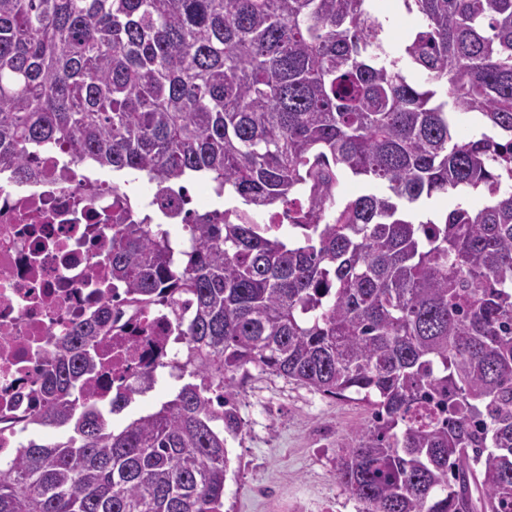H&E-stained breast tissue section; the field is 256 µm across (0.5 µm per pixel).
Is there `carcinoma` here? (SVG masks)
I'll use <instances>...</instances> for the list:
<instances>
[{"label": "carcinoma", "instance_id": "1", "mask_svg": "<svg viewBox=\"0 0 512 512\" xmlns=\"http://www.w3.org/2000/svg\"><path fill=\"white\" fill-rule=\"evenodd\" d=\"M402 2L391 55L378 0H0L1 168L61 146L183 212L192 179L240 202L177 249L114 184L112 280L176 313L190 380L115 430L132 391L87 401L106 329L77 327L31 419L67 434L0 465V512H222L249 365L367 404L336 463L362 512H512V0ZM342 173L379 190L341 202ZM383 15L388 17L385 32V47L390 52H395L409 38L411 30L418 23L416 15L406 14L397 0H381Z\"/></svg>", "mask_w": 512, "mask_h": 512}]
</instances>
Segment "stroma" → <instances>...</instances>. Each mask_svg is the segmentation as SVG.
<instances>
[{"mask_svg": "<svg viewBox=\"0 0 512 512\" xmlns=\"http://www.w3.org/2000/svg\"><path fill=\"white\" fill-rule=\"evenodd\" d=\"M180 385L158 374L150 392L113 416V427L154 410ZM235 393L244 428L227 440L224 512H361L336 478V460L369 417L363 402L332 398L252 365L237 373Z\"/></svg>", "mask_w": 512, "mask_h": 512, "instance_id": "1", "label": "stroma"}]
</instances>
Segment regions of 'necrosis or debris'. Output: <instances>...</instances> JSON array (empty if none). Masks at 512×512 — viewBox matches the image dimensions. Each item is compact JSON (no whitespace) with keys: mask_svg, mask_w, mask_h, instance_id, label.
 I'll use <instances>...</instances> for the list:
<instances>
[{"mask_svg":"<svg viewBox=\"0 0 512 512\" xmlns=\"http://www.w3.org/2000/svg\"><path fill=\"white\" fill-rule=\"evenodd\" d=\"M59 154L38 162L37 177L0 181V456L12 458L28 417L44 401L57 344L113 298L123 301L122 332L104 338L88 389L104 403L113 389L139 387L144 375L177 373L185 360L165 305L142 313L125 303L99 256L112 241V185L87 202L85 172L57 181Z\"/></svg>","mask_w":512,"mask_h":512,"instance_id":"4bbe7bcc","label":"necrosis or debris"}]
</instances>
